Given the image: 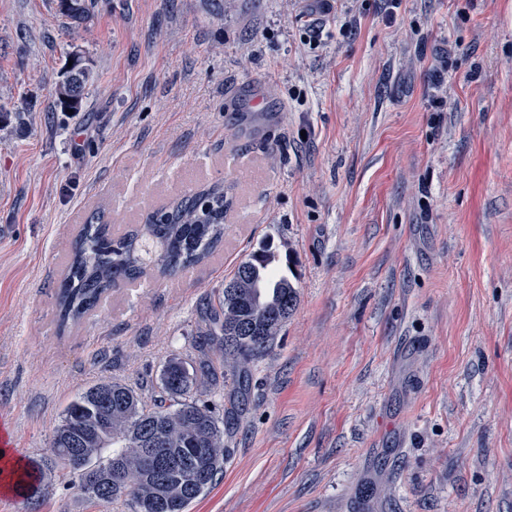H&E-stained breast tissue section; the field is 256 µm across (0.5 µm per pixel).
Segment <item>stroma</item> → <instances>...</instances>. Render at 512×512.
I'll return each mask as SVG.
<instances>
[{
  "label": "stroma",
  "instance_id": "obj_1",
  "mask_svg": "<svg viewBox=\"0 0 512 512\" xmlns=\"http://www.w3.org/2000/svg\"><path fill=\"white\" fill-rule=\"evenodd\" d=\"M93 73L57 105L71 52ZM212 186L224 240L60 326L76 235ZM268 240L298 301L250 365L188 512H512V0H0V426L48 457L67 405L191 360ZM0 512H126L65 471Z\"/></svg>",
  "mask_w": 512,
  "mask_h": 512
}]
</instances>
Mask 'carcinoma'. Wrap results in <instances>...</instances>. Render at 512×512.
<instances>
[{
  "mask_svg": "<svg viewBox=\"0 0 512 512\" xmlns=\"http://www.w3.org/2000/svg\"><path fill=\"white\" fill-rule=\"evenodd\" d=\"M58 4L78 25L88 18L86 0ZM92 79L91 71L75 59L58 84L60 107L78 111ZM223 238L221 187L155 212L142 229L116 240L109 224L85 225L57 293L61 322H79L112 289L136 282L149 267L172 275L202 263ZM276 260L272 244L262 242L237 265L217 300L202 309L197 358L166 360L151 384L152 400L118 381L82 391L53 432L50 464L68 471L82 494L104 505L121 502L129 512H187L222 478L224 432L239 418V407L233 404L219 420L192 393L202 385L223 388L230 370L237 393L248 391L249 364L270 346L297 303L288 276L269 272ZM147 448L161 449L165 463L151 464ZM44 467L45 462L34 461L21 478V489L31 499L41 491Z\"/></svg>",
  "mask_w": 512,
  "mask_h": 512,
  "instance_id": "obj_1",
  "label": "carcinoma"
}]
</instances>
